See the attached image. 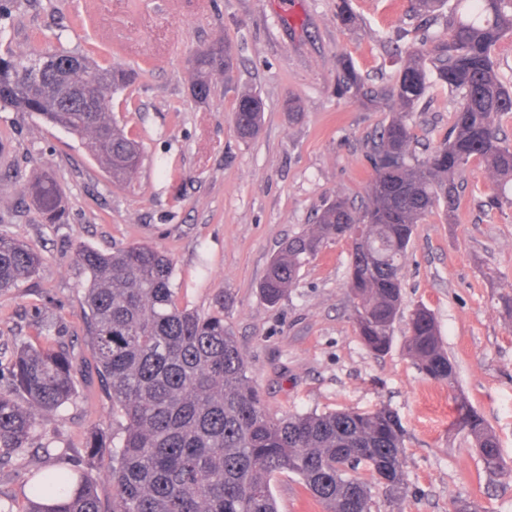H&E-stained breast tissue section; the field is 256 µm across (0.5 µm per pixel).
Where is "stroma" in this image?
<instances>
[{
    "label": "stroma",
    "mask_w": 512,
    "mask_h": 512,
    "mask_svg": "<svg viewBox=\"0 0 512 512\" xmlns=\"http://www.w3.org/2000/svg\"><path fill=\"white\" fill-rule=\"evenodd\" d=\"M6 2L11 16L0 54L60 43L101 66L134 70V109L119 93L112 112L138 134L143 161L129 183L113 184L82 138L29 112L0 111V235L43 258L38 274L0 291V387L12 383L17 346L38 344V321L50 324L49 341L77 364L72 402L44 420L23 457L0 461V500L19 510L32 472L75 466L110 512L111 446L123 420L94 369L83 319L88 274L75 253L82 245L109 252L140 242L172 259L179 306L207 314L223 294L224 321L275 417L379 407L399 417L407 494L395 503L385 485L372 484L371 512H451L456 500L512 512V319L499 301L512 289V206L490 205L493 174L481 160L459 176L452 221L436 211L414 229L387 353H371L357 335L348 239L330 243L302 269L277 306L259 292L284 240L312 227L336 196L365 199L368 150L389 109L339 95L336 77L346 60L367 82L393 83L389 42L417 43L423 29L410 0ZM342 9L353 25L337 19ZM222 39L233 46V79L214 75L211 96L198 100L192 58ZM245 91L264 102L262 130L250 142L232 122ZM291 99L300 103L292 118ZM456 108L447 87L431 82L409 121L417 158L443 142ZM46 174L61 190L64 214L56 224L26 190ZM420 306L437 320L455 385L426 377L408 352L410 315ZM461 399L498 436L505 473L486 472L457 428ZM95 432L106 446L93 457L85 443ZM272 490L279 512H326L295 475L279 474Z\"/></svg>",
    "instance_id": "stroma-1"
}]
</instances>
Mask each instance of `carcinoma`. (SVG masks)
<instances>
[{"instance_id":"obj_1","label":"carcinoma","mask_w":512,"mask_h":512,"mask_svg":"<svg viewBox=\"0 0 512 512\" xmlns=\"http://www.w3.org/2000/svg\"><path fill=\"white\" fill-rule=\"evenodd\" d=\"M512 35V0H458L446 33L419 47H397L390 86L367 85L347 60L338 87L372 102L387 101L391 115L367 155L373 170L367 202L359 208L338 197L317 224L289 238L272 259L260 292L278 304L300 270L339 237L354 240L348 263L357 334L371 352L391 346L400 312L402 270L415 225L439 210L450 220L459 204L460 172L472 159L492 170L491 204L512 190V144L499 137L497 120L512 112V87L502 80L495 48ZM432 56L438 81L458 97L447 138L423 159L410 151L409 116L424 98ZM233 51L218 42L193 58V91L210 95L211 77L230 78ZM130 70L102 67L88 55L60 45L34 56H0V110L34 112L88 141L92 156L114 183H126L142 160L140 143L112 118V98L133 82ZM263 101L245 92L233 113L240 139L256 138ZM52 224L60 221L62 197L45 177L29 186ZM77 261L89 274L85 287L97 373L126 421L112 449V512H278L271 480L297 476L327 512H370L367 468L391 499L406 492L402 465L404 429L386 407L274 417L253 386L224 302L207 315L177 304L172 260L146 244L113 252L81 247ZM41 256L0 235V291L33 275ZM408 350L427 377L453 386L456 367L442 345L437 323L420 307L409 321ZM22 393L20 400L17 393ZM75 396L70 352L23 346L13 363V387L0 388V456L19 455L44 417ZM457 424L473 439L487 471L504 472L499 439L483 417L461 408ZM24 512H103L92 481L69 469L31 476Z\"/></svg>"}]
</instances>
